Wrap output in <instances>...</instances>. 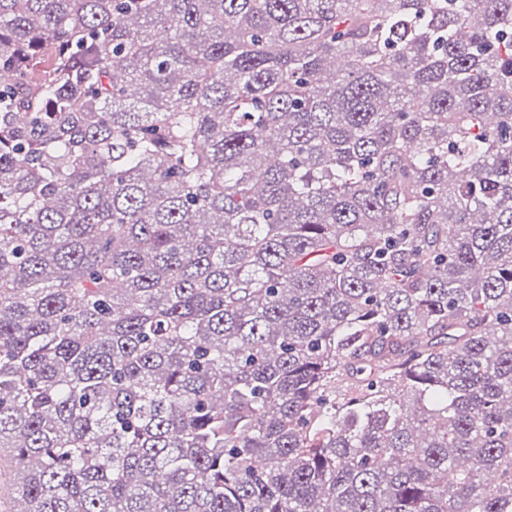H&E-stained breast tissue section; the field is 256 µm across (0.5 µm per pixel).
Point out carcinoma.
Returning a JSON list of instances; mask_svg holds the SVG:
<instances>
[{"label": "carcinoma", "instance_id": "obj_1", "mask_svg": "<svg viewBox=\"0 0 512 512\" xmlns=\"http://www.w3.org/2000/svg\"><path fill=\"white\" fill-rule=\"evenodd\" d=\"M2 75L15 512H512V0H0Z\"/></svg>", "mask_w": 512, "mask_h": 512}]
</instances>
